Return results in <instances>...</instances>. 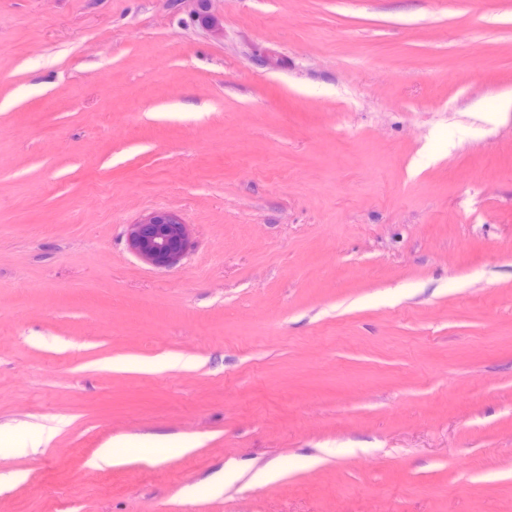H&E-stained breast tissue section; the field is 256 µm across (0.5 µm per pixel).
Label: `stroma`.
I'll return each mask as SVG.
<instances>
[{
	"mask_svg": "<svg viewBox=\"0 0 512 512\" xmlns=\"http://www.w3.org/2000/svg\"><path fill=\"white\" fill-rule=\"evenodd\" d=\"M212 11L0 0V512H512V0ZM126 242L129 250L148 265L172 268L191 247V226L175 211L156 210L128 224Z\"/></svg>",
	"mask_w": 512,
	"mask_h": 512,
	"instance_id": "1",
	"label": "stroma"
}]
</instances>
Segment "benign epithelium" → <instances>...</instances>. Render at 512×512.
I'll list each match as a JSON object with an SVG mask.
<instances>
[{"label": "benign epithelium", "mask_w": 512, "mask_h": 512, "mask_svg": "<svg viewBox=\"0 0 512 512\" xmlns=\"http://www.w3.org/2000/svg\"><path fill=\"white\" fill-rule=\"evenodd\" d=\"M196 15L216 34L223 28L210 13L211 0H190ZM126 242L129 250L143 262L159 269L177 266L191 247V225L175 211L156 210L128 225Z\"/></svg>", "instance_id": "7a95c632"}]
</instances>
